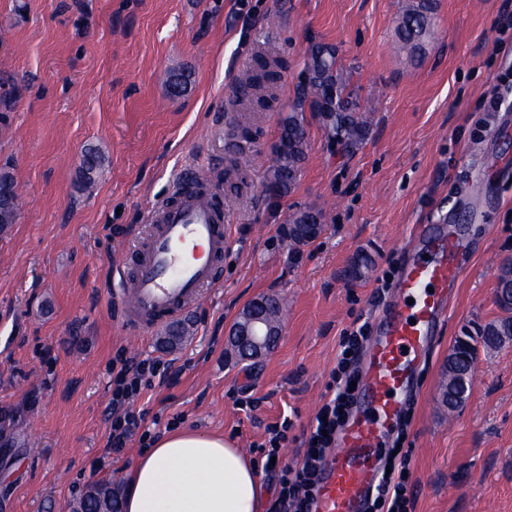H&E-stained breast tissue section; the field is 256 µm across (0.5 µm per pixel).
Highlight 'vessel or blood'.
Listing matches in <instances>:
<instances>
[{"mask_svg":"<svg viewBox=\"0 0 512 512\" xmlns=\"http://www.w3.org/2000/svg\"><path fill=\"white\" fill-rule=\"evenodd\" d=\"M173 187L152 207L146 236L115 263L125 326L139 338L199 303L222 280L229 234L221 198L199 190L184 174ZM414 243L396 296L365 351L356 403L321 463L311 512H368L388 439L405 416L458 290L464 242L457 231L423 224Z\"/></svg>","mask_w":512,"mask_h":512,"instance_id":"vessel-or-blood-1","label":"vessel or blood"}]
</instances>
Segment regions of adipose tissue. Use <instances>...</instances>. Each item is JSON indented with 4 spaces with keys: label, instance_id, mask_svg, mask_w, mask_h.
<instances>
[{
    "label": "adipose tissue",
    "instance_id": "ef3b65f1",
    "mask_svg": "<svg viewBox=\"0 0 512 512\" xmlns=\"http://www.w3.org/2000/svg\"><path fill=\"white\" fill-rule=\"evenodd\" d=\"M261 477L218 435L178 431L159 439L128 473L123 512H263Z\"/></svg>",
    "mask_w": 512,
    "mask_h": 512
}]
</instances>
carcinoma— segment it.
<instances>
[{"label":"carcinoma","instance_id":"cac0c4a2","mask_svg":"<svg viewBox=\"0 0 512 512\" xmlns=\"http://www.w3.org/2000/svg\"><path fill=\"white\" fill-rule=\"evenodd\" d=\"M434 0H417L406 8L398 21L397 33L400 49L410 54L422 50L429 34ZM278 62L268 61L259 70L249 69L238 80L244 98L259 91L273 88L277 78ZM305 79L297 84L296 96L288 114L280 121L279 135L273 145L272 164L267 170L265 191L269 198L280 200L294 187L308 150L307 117H312L324 135L336 142L342 150L350 152L364 143L370 131L369 115L361 111L354 91L349 89V76L338 63L336 48L330 44L313 42L309 45L303 62ZM189 75L177 72L167 79L168 93L173 98L183 96L189 86ZM105 162L104 154L97 147H88L82 154L79 175L81 184L88 188L94 184ZM16 186L9 163L0 165V234L8 232L20 215V195L13 192ZM326 212L319 208L299 209L283 226L282 234L295 246L312 242L307 228L322 224ZM497 302L505 316L487 323L458 338L448 356L439 386L441 403L450 409L459 407L465 400L473 380V367L477 352L469 343L479 337L486 349H497L512 338V260L503 262L498 278ZM188 329L179 321L165 329L167 344H181ZM70 512H120V494L110 484L88 490L70 507Z\"/></svg>","mask_w":512,"mask_h":512}]
</instances>
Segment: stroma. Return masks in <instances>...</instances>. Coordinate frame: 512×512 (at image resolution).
Wrapping results in <instances>:
<instances>
[{"label":"stroma","mask_w":512,"mask_h":512,"mask_svg":"<svg viewBox=\"0 0 512 512\" xmlns=\"http://www.w3.org/2000/svg\"><path fill=\"white\" fill-rule=\"evenodd\" d=\"M411 0H0V79L21 87L0 124L21 211L0 235V512H68L93 486L121 488L142 448L110 450L112 360L174 361L137 402L152 436L168 422L250 450L267 424L291 418L295 439L323 403L346 329L375 326L416 224H445L466 244L460 288L399 436L410 448L409 512H512V343L478 349L466 402H437L463 330L502 315L497 286L512 258V110L487 111L512 87V0H435L420 58L396 56L397 20ZM335 46L373 124L355 153L332 149L309 122L295 186L270 209L271 146L310 42ZM271 52L282 61L273 99L240 101L236 77ZM191 75L170 97L169 71ZM251 142L239 174L231 133ZM106 158L91 188L78 180L86 145ZM223 193L230 245L223 284L185 313L192 334L163 347L122 333L115 251L147 232L148 214L187 168ZM324 208L312 244L281 226ZM362 278L349 276L357 256ZM266 294L288 303L283 334L257 360L226 339L241 310ZM255 400L239 408L238 400Z\"/></svg>","instance_id":"35a3bbf8"}]
</instances>
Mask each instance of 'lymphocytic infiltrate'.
Here are the masks:
<instances>
[{
    "mask_svg": "<svg viewBox=\"0 0 512 512\" xmlns=\"http://www.w3.org/2000/svg\"><path fill=\"white\" fill-rule=\"evenodd\" d=\"M367 325H360L341 337L337 369L326 385L325 401L309 425L304 439V453L294 463L280 461V450L293 427L285 419L268 425L267 439L254 445L258 460L265 472L276 478L278 496L272 512H311L310 504L319 475V465L336 443V435L347 422L355 394L351 387L358 379L360 353L367 339ZM171 365L156 359L120 358L112 363V424L110 443L113 452H121L132 440L147 441L145 415L136 403L152 378H173ZM409 455L397 451L383 476L380 489L368 512H406L405 489L408 480Z\"/></svg>",
    "mask_w": 512,
    "mask_h": 512,
    "instance_id": "1",
    "label": "lymphocytic infiltrate"
}]
</instances>
